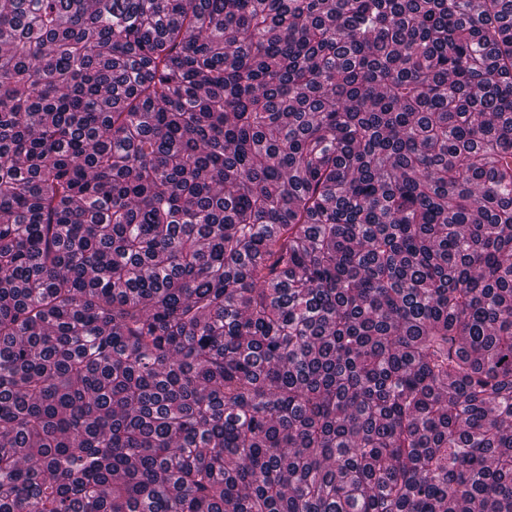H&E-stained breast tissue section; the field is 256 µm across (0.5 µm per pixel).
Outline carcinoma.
Returning a JSON list of instances; mask_svg holds the SVG:
<instances>
[{"mask_svg": "<svg viewBox=\"0 0 512 512\" xmlns=\"http://www.w3.org/2000/svg\"><path fill=\"white\" fill-rule=\"evenodd\" d=\"M512 512V0H0V512Z\"/></svg>", "mask_w": 512, "mask_h": 512, "instance_id": "cac0c4a2", "label": "carcinoma"}]
</instances>
